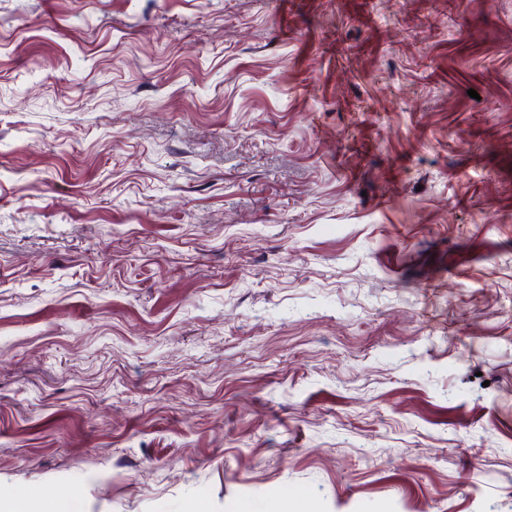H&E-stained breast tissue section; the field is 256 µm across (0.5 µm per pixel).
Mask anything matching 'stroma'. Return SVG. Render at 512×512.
Listing matches in <instances>:
<instances>
[{"label": "stroma", "instance_id": "obj_1", "mask_svg": "<svg viewBox=\"0 0 512 512\" xmlns=\"http://www.w3.org/2000/svg\"><path fill=\"white\" fill-rule=\"evenodd\" d=\"M512 512V0H0V501Z\"/></svg>", "mask_w": 512, "mask_h": 512}]
</instances>
